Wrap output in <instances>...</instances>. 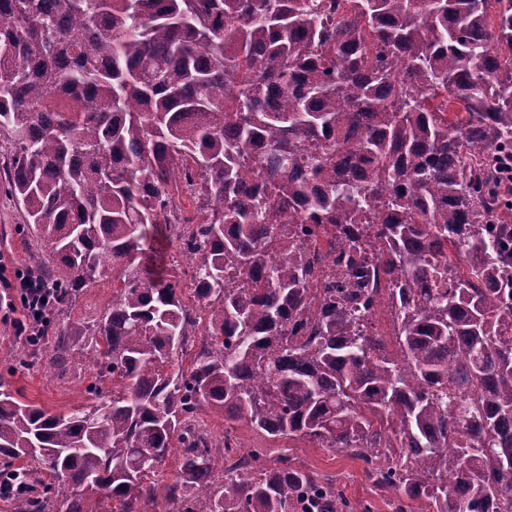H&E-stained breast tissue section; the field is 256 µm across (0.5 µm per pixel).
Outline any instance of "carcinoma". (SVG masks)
I'll return each instance as SVG.
<instances>
[{"label": "carcinoma", "instance_id": "obj_1", "mask_svg": "<svg viewBox=\"0 0 512 512\" xmlns=\"http://www.w3.org/2000/svg\"><path fill=\"white\" fill-rule=\"evenodd\" d=\"M1 135L53 289L17 363L112 383L0 390L12 512H373L310 447L390 512H512V0H0ZM112 274L103 278L94 288H89L81 304L71 314L69 324L80 329L88 317H98L112 300ZM301 459L310 469L336 479L350 500H368L375 505L374 512H389L381 500L383 491L371 486L362 462L342 454L332 456L322 448H306Z\"/></svg>", "mask_w": 512, "mask_h": 512}]
</instances>
